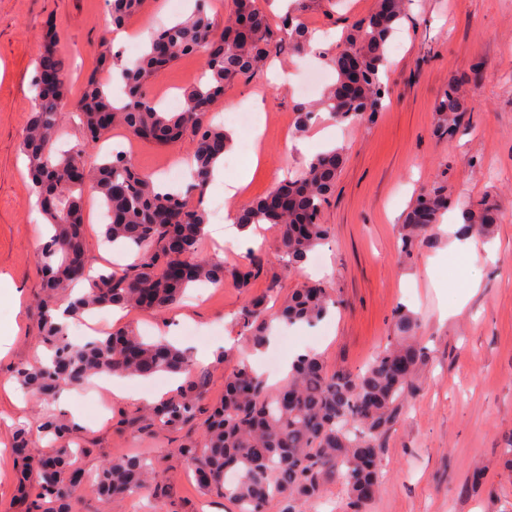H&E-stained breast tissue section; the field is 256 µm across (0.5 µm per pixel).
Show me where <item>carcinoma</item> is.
Segmentation results:
<instances>
[{
  "label": "carcinoma",
  "instance_id": "cac0c4a2",
  "mask_svg": "<svg viewBox=\"0 0 512 512\" xmlns=\"http://www.w3.org/2000/svg\"><path fill=\"white\" fill-rule=\"evenodd\" d=\"M108 2L117 28L146 5V0ZM402 5L403 0H383L378 9L357 20L341 42L331 60L336 81L321 102L335 121L354 123L382 107L389 94L382 80L387 41L402 19ZM311 41L312 30L302 18L288 15L276 27L260 0H233L232 20L218 33L208 0H196L190 17L151 33L142 56L131 67L123 64L110 42L101 44V58L119 70L125 99L113 102L106 85L90 75L81 110L83 138L66 152L56 149V141L61 116L70 107L68 91L61 79L42 89L40 73H35L22 141L32 194L53 229L37 254L44 290L41 337L51 358L18 368L17 381L49 402L62 388L94 375H186L181 388L151 410L147 427L173 428L206 414L200 438L180 443L177 452L194 465L200 488L223 494L236 512H305V505L319 499L333 478L346 486L348 512H366L379 492L381 442L415 393L427 363L425 348L415 341L416 318L396 310L394 336L356 372L332 371L320 355L308 352L296 357L288 376L271 387L249 364L237 360L225 382L223 401L207 408L202 377L185 351L162 340L145 342L123 327L74 347L65 341L66 327L54 322L50 310L64 304L75 318L106 307L161 312L177 303L193 283L222 286L231 280L248 288L264 273L259 256L228 268L198 249L209 223L203 188L227 147L224 128L211 121L210 106L224 94L226 83L249 78L283 49L300 52ZM189 54L206 58V80L186 90L182 111L166 112L149 97L145 84ZM350 55L359 58L362 79L354 95L347 96L343 89L353 82V73L344 60ZM437 110L439 128L447 134L465 116L451 88ZM114 125L139 140L161 145L190 136L194 177L187 191L159 186L139 172L123 151L88 165L86 156ZM343 157L342 147L317 155L299 177L278 186L287 206L278 209L271 206L269 196L260 197L239 212L237 223L245 228L277 225L288 263L300 266L327 239L328 227L320 222V214L334 192ZM89 193L101 199L108 215L105 242L136 254L137 261L123 271L90 274L83 245L84 202ZM450 207L452 202L440 188L421 195L402 225L400 253L410 254ZM460 210L468 234L488 237L499 222L500 206L491 198ZM333 306L329 289L313 282L288 294L274 316L267 311L266 296H254L239 315L245 346L255 351L268 346L273 317L314 326ZM40 429L55 448L47 455L32 448L26 436L20 437L19 447L28 449L22 472L37 477L23 494L31 497V512H73L74 487L82 482L70 441L75 424L57 415ZM152 473L153 465L145 457L128 455L105 462L95 487L100 500L109 504L147 488Z\"/></svg>",
  "mask_w": 512,
  "mask_h": 512
}]
</instances>
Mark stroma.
<instances>
[{"instance_id":"stroma-1","label":"stroma","mask_w":512,"mask_h":512,"mask_svg":"<svg viewBox=\"0 0 512 512\" xmlns=\"http://www.w3.org/2000/svg\"><path fill=\"white\" fill-rule=\"evenodd\" d=\"M374 0H302L310 27L347 35ZM105 0H0V274L21 290V312L12 316L0 303V323L17 318L19 331L0 356V380L31 363L39 341L37 300L41 281L37 253L42 244L26 159L21 150L31 109L30 84L47 42L67 64L72 102H79L87 76L96 70L100 43L110 36ZM386 80L390 96L380 111L359 122L335 123L317 106L320 93L303 94L299 85L311 68L327 82L336 72L317 52L283 53L282 82L267 70L224 87L214 112L235 99L252 115L249 127L228 126L225 179H232L258 155L252 181L240 191L244 201L267 194L286 175L300 174L309 162L301 145L317 146L330 129L345 161L336 189L323 209L331 227L316 253L320 266L289 268L278 251L276 225L255 228L254 251L267 272L249 288L234 282L196 286L173 307L158 313L128 312L121 324L156 338L173 326L172 340L198 354L231 341L243 344L236 323L251 296L285 297L305 277L324 281L336 306L325 320L282 326L269 351L287 364L300 350L320 354L329 367L357 370L379 352L393 333L396 309L417 319L415 338L428 353L427 368L400 419L382 441V485L368 512H512V468L503 450L512 437V0H405L404 18L388 45ZM203 60L184 56L146 84L158 100L182 98ZM458 83L466 110L464 125L452 136L438 131L436 107L451 83ZM313 111L306 131H297L299 107ZM121 149L137 167L160 180L185 166L193 143L183 137L167 145L132 139L114 127L102 151ZM436 186L452 199L490 197L500 205L493 238H478L467 255L453 252L454 233L444 224L430 243L399 257L400 225L416 197ZM96 196L85 202L84 245L99 265L130 264L133 254L116 256L101 243ZM478 282L476 293L458 305L455 283ZM268 357L254 360L265 369ZM126 395L116 398L96 382L63 392L59 405L78 425V466L95 472L112 458L142 454L159 463L165 500L142 493L113 503L108 512H233L231 502L203 492L193 466L176 448L201 432V420L145 434L128 419L146 406L149 393L172 394L168 374L120 380ZM45 402L21 387L0 389V512H25L18 491L19 465L12 450L21 427H36Z\"/></svg>"}]
</instances>
